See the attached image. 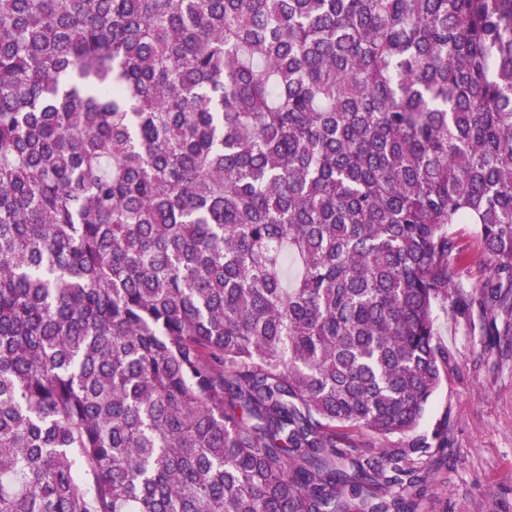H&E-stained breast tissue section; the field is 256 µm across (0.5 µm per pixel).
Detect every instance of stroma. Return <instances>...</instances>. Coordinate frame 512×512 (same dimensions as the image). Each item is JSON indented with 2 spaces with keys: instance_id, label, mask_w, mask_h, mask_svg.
Returning a JSON list of instances; mask_svg holds the SVG:
<instances>
[{
  "instance_id": "35a3bbf8",
  "label": "stroma",
  "mask_w": 512,
  "mask_h": 512,
  "mask_svg": "<svg viewBox=\"0 0 512 512\" xmlns=\"http://www.w3.org/2000/svg\"><path fill=\"white\" fill-rule=\"evenodd\" d=\"M451 236L464 299L456 312L435 311L447 370L412 437L387 445L448 434L447 447L415 456L427 482L414 512H512V346L494 334L493 291L472 225H453Z\"/></svg>"
}]
</instances>
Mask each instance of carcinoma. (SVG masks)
Listing matches in <instances>:
<instances>
[{
  "instance_id": "cac0c4a2",
  "label": "carcinoma",
  "mask_w": 512,
  "mask_h": 512,
  "mask_svg": "<svg viewBox=\"0 0 512 512\" xmlns=\"http://www.w3.org/2000/svg\"><path fill=\"white\" fill-rule=\"evenodd\" d=\"M454 224L512 0H0V512H404Z\"/></svg>"
}]
</instances>
